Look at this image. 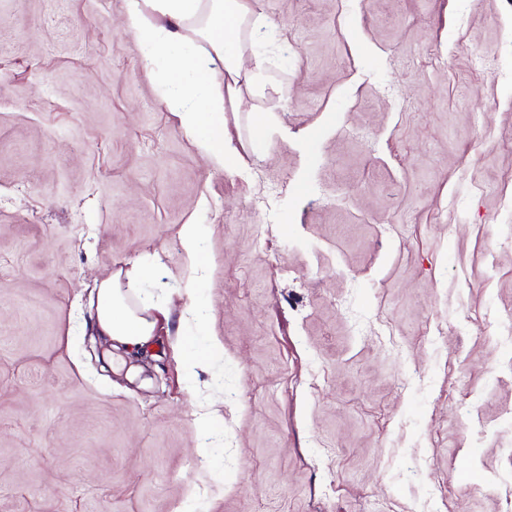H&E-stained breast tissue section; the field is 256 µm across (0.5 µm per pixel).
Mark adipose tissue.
<instances>
[{"label": "adipose tissue", "mask_w": 512, "mask_h": 512, "mask_svg": "<svg viewBox=\"0 0 512 512\" xmlns=\"http://www.w3.org/2000/svg\"><path fill=\"white\" fill-rule=\"evenodd\" d=\"M250 0H126L125 26L141 41L142 56L163 91L170 112L203 155L219 167L239 163L242 151L256 150L270 124L251 116L246 143L233 148L224 115L237 111L243 97H264L269 78L263 58L242 64L252 34L264 27ZM133 288L118 276L96 286L94 335L114 350L137 355L154 336L158 305L131 302Z\"/></svg>", "instance_id": "ef3b65f1"}]
</instances>
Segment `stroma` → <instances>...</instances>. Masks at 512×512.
Listing matches in <instances>:
<instances>
[{"mask_svg":"<svg viewBox=\"0 0 512 512\" xmlns=\"http://www.w3.org/2000/svg\"><path fill=\"white\" fill-rule=\"evenodd\" d=\"M252 6L224 119L271 130L221 169L125 0H0V512H512V0ZM143 258L109 371L95 284ZM252 112H254L251 116L252 128H250L248 140L246 143H240L243 151H256L270 129L269 121L259 110L255 109ZM184 252L195 266L202 265V256L199 251L201 228L199 224H184L179 232ZM121 271L102 280L95 287L96 307L92 330L94 336H102L111 342L112 349L129 356L137 355L155 336L156 312L164 313L162 307L149 299L131 303L130 297L138 288L129 280V288H119ZM178 343L184 348V363L186 368L195 374L196 369L206 371L212 365L218 355L217 351L209 349H193L182 338H178Z\"/></svg>","mask_w":512,"mask_h":512,"instance_id":"35a3bbf8","label":"stroma"}]
</instances>
